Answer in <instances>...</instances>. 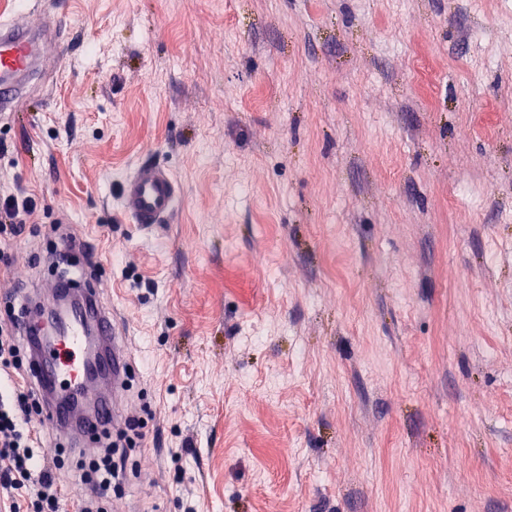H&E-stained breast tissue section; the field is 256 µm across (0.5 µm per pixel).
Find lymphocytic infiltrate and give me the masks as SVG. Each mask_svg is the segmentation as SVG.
<instances>
[{"mask_svg": "<svg viewBox=\"0 0 512 512\" xmlns=\"http://www.w3.org/2000/svg\"><path fill=\"white\" fill-rule=\"evenodd\" d=\"M10 322L8 334L0 336V370L14 374L11 391H0V491L7 495L9 512H106L104 502L124 469L123 459L106 447L80 460V478L89 492L74 502L64 496L54 472L63 467L66 451L57 449L46 458L44 442L34 431L42 403L31 374V351L21 335V315ZM48 460L53 463L49 470L44 467ZM37 469L42 475L35 482L31 476Z\"/></svg>", "mask_w": 512, "mask_h": 512, "instance_id": "lymphocytic-infiltrate-1", "label": "lymphocytic infiltrate"}]
</instances>
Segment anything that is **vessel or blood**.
<instances>
[{
    "label": "vessel or blood",
    "mask_w": 512,
    "mask_h": 512,
    "mask_svg": "<svg viewBox=\"0 0 512 512\" xmlns=\"http://www.w3.org/2000/svg\"><path fill=\"white\" fill-rule=\"evenodd\" d=\"M59 14L46 12L40 23L0 19V112L17 109L26 80L47 49L48 30L60 28ZM180 190L160 165L136 167L124 180L121 209L133 223L155 227L174 214ZM64 305L63 331L37 344L34 371L51 403L47 420L76 434L93 436L105 424L114 395L121 389L127 357L119 328L103 308L94 281L58 290Z\"/></svg>",
    "instance_id": "1"
}]
</instances>
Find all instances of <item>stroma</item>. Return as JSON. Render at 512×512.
<instances>
[{
  "label": "stroma",
  "instance_id": "obj_1",
  "mask_svg": "<svg viewBox=\"0 0 512 512\" xmlns=\"http://www.w3.org/2000/svg\"><path fill=\"white\" fill-rule=\"evenodd\" d=\"M49 8L0 324L74 240L143 422L110 512H512V0H0ZM180 190L172 174L161 165H142L124 179L121 209L134 224L155 227L174 214Z\"/></svg>",
  "mask_w": 512,
  "mask_h": 512
}]
</instances>
